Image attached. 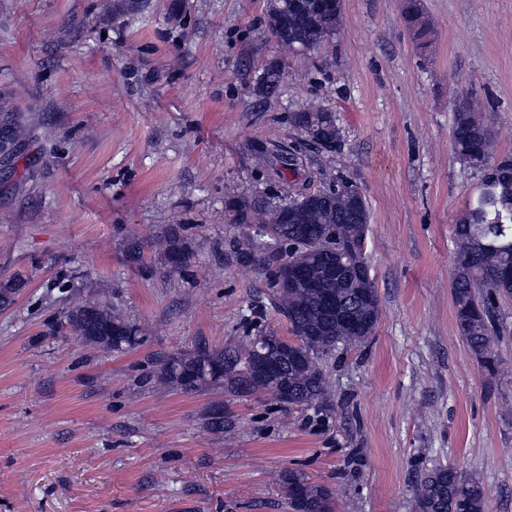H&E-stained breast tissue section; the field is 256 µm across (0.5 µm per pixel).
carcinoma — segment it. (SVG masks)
<instances>
[{
    "mask_svg": "<svg viewBox=\"0 0 512 512\" xmlns=\"http://www.w3.org/2000/svg\"><path fill=\"white\" fill-rule=\"evenodd\" d=\"M269 28L280 49L288 54L301 46L316 50L340 26L336 6L323 0H277L267 9ZM404 21L412 29L420 45H426L430 27L425 20L420 0H407ZM281 71L265 70L262 90L274 94ZM295 128L305 138L316 130L324 140L342 142L336 135V119L329 112L300 113ZM452 142L457 155L482 173L484 179L476 197L454 226L455 277L453 296L458 330L472 354L490 374L497 372L498 359L494 346L501 333L497 319L499 296L512 293V166L499 164L494 136L482 113L472 109L454 112ZM259 162L265 167L276 164L295 166L297 157L279 152L264 154ZM352 192L340 182L329 189H295L288 212L268 209L258 203L238 209V221L256 224L260 235L273 246L288 252L287 258L272 255L273 303L291 326L293 338L273 332L251 336L237 347L212 349L199 346L192 351L168 355L152 363L143 379L183 392L219 386L238 394H262L283 402L281 387L288 386V405L321 407L330 400V387L320 366L322 356L340 345L354 347L365 343L374 333L380 318L378 292L371 273L336 278L328 273L339 261L355 264L367 261L369 211L366 202L352 205ZM356 242L357 253L346 255L345 246ZM172 268L188 264L190 252L181 230H171L154 243ZM144 245L131 240L125 249L127 263L138 266ZM309 275L313 288H284L282 282ZM27 278L19 273L0 282V308L14 303L25 288ZM330 296L339 304V312L330 315L322 301ZM351 311L361 321L352 328L342 313ZM49 334L75 335L97 348L116 351L132 348L142 337L137 330L112 313L105 297L74 305L55 320L47 321ZM279 355V378L262 382L248 371L245 358L258 345ZM206 426L215 432L232 435V424L224 419V406L216 405L207 417ZM293 512H335L332 491L311 480L304 473L288 469L279 475ZM487 494L482 482L467 477L454 466H438L429 470L415 490L414 512H487Z\"/></svg>",
    "mask_w": 512,
    "mask_h": 512,
    "instance_id": "1",
    "label": "carcinoma"
}]
</instances>
